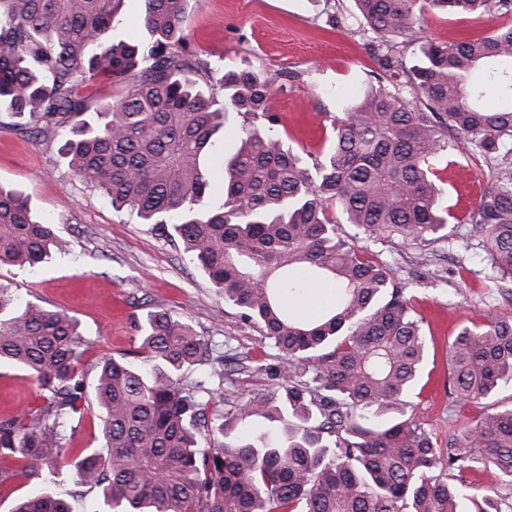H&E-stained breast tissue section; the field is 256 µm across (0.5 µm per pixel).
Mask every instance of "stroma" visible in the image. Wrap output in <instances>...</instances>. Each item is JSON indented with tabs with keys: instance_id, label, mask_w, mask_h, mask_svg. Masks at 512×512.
Wrapping results in <instances>:
<instances>
[{
	"instance_id": "35a3bbf8",
	"label": "stroma",
	"mask_w": 512,
	"mask_h": 512,
	"mask_svg": "<svg viewBox=\"0 0 512 512\" xmlns=\"http://www.w3.org/2000/svg\"><path fill=\"white\" fill-rule=\"evenodd\" d=\"M339 24L329 28L328 16ZM354 0H196L184 23L188 51L224 69H250L270 79L267 111L286 146L314 155L331 135V118L346 102L378 85L382 68L358 30ZM512 22L507 15L476 18L431 12L425 35L438 43L476 37ZM57 142L23 133L15 117L0 112V185L21 191L44 222L70 243L34 270L0 267V283L24 300L75 315L88 343L86 362L107 356L143 370L154 361L141 348L138 324L164 309L188 322L214 354L228 355L224 379L211 365L191 366V380L216 389L217 412L246 402L256 391L276 390L264 368L282 367L281 353L225 303L206 274L183 251L160 238L128 210L75 178L57 154ZM437 183L451 208L445 237L429 242L371 236L351 224L341 236L363 247L392 272L421 318L428 343L422 376L410 396V413L438 445L491 405L512 401V382L492 399L448 404V342L461 326L489 312L512 320V295L462 219L493 182L484 159L451 150ZM30 372L0 366V418L35 404Z\"/></svg>"
}]
</instances>
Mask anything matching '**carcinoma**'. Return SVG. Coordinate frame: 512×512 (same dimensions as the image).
I'll return each mask as SVG.
<instances>
[{
  "label": "carcinoma",
  "instance_id": "obj_1",
  "mask_svg": "<svg viewBox=\"0 0 512 512\" xmlns=\"http://www.w3.org/2000/svg\"><path fill=\"white\" fill-rule=\"evenodd\" d=\"M191 0H145V38L112 41L124 0H0V109L58 148L112 206L181 244L224 302L288 360L275 394L256 392L208 425L214 392L185 370L208 351L186 321L151 311L141 348L148 377L103 357L93 379L79 323L66 309L0 286V365L29 371L40 403L0 419V486L38 490L14 512H71L52 492L68 425L97 408L100 447L73 462L105 512H460V478L492 467L499 491L478 512L512 509V403L479 415L439 448L407 415L427 339L388 267L337 232L428 242L447 226L435 162L453 135L493 166L492 186L464 219L498 278L512 283V25L455 44L425 39L432 11L512 13V0H355L361 31L391 82L333 117L313 162L285 146L265 112L270 83L220 72L183 47ZM419 44L403 62L393 39ZM106 80L116 97L87 112ZM248 117L224 158V193L206 200L208 157L225 112ZM68 242L24 197L0 186V266L34 267ZM336 301L300 314L297 275ZM448 394L478 402L512 382V321L490 313L448 343ZM209 395L203 399L200 393Z\"/></svg>",
  "mask_w": 512,
  "mask_h": 512
}]
</instances>
